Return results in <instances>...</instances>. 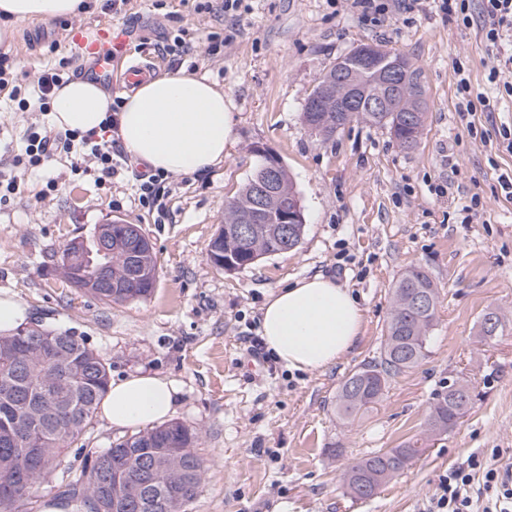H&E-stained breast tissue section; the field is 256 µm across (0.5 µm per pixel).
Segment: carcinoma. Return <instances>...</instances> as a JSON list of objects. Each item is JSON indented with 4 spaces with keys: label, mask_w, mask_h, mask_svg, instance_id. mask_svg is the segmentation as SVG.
Returning a JSON list of instances; mask_svg holds the SVG:
<instances>
[{
    "label": "carcinoma",
    "mask_w": 512,
    "mask_h": 512,
    "mask_svg": "<svg viewBox=\"0 0 512 512\" xmlns=\"http://www.w3.org/2000/svg\"><path fill=\"white\" fill-rule=\"evenodd\" d=\"M320 100L321 115L333 122L317 124L315 112H302L304 124L327 140L352 120L386 127L404 148L416 146L425 119L410 121L414 102L400 97L382 112L338 111L346 86L330 67L312 91ZM265 175V159L233 197L224 202V234L213 239L209 251L224 254L240 268L254 265L262 257L298 246L303 225L292 224L288 235L280 231V214L294 192L285 167H280L265 200L255 196L256 185ZM105 239L112 249L107 279L110 287L97 286L98 276L85 271L72 273L67 253L88 255L96 251V239ZM56 271L73 288L110 305L145 299L155 288L158 260L150 242L129 237L110 224H98L92 235L60 253ZM438 291L431 275L422 268L404 272L393 287V308L384 343L377 356L355 369L336 396V413L351 422L364 415L384 396L391 381L415 368L426 356L428 332L436 318ZM502 327L498 313L485 312L481 332L493 337ZM60 349L44 356L21 337L0 336V383L14 384L15 395L0 397V512H16L32 497L35 485L56 471L64 451L91 424L110 382V368L83 339L69 331L59 332ZM474 393L457 379L436 394L426 419L431 436L448 433L471 408ZM198 435L174 421L126 437L107 450L111 468L126 476V482L99 486L97 465H84L80 474L60 486L69 501H83L85 512H124L114 507L128 487L138 481L139 463L147 457L162 465L159 484L179 485L180 494L151 512H187L202 482L204 465L194 451ZM422 449L418 442L372 452L349 467L344 483L358 499L373 497L393 476L410 467Z\"/></svg>",
    "instance_id": "carcinoma-1"
}]
</instances>
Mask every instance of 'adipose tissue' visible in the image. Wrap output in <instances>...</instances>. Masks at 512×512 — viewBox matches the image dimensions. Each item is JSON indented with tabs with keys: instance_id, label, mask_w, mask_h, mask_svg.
Returning <instances> with one entry per match:
<instances>
[{
	"instance_id": "ef3b65f1",
	"label": "adipose tissue",
	"mask_w": 512,
	"mask_h": 512,
	"mask_svg": "<svg viewBox=\"0 0 512 512\" xmlns=\"http://www.w3.org/2000/svg\"><path fill=\"white\" fill-rule=\"evenodd\" d=\"M82 0H0V18L56 19L75 14ZM111 103L94 82L71 80L57 90L49 118L62 131L100 132ZM118 135L134 162L165 174H203L224 160L233 141V114L224 92L207 78L180 69L122 94ZM363 312L351 291L316 274L272 292L260 332L266 349L291 370L336 364L355 346ZM179 387L158 375L112 380L100 414L112 426L135 428L169 419Z\"/></svg>"
}]
</instances>
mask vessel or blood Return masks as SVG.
<instances>
[{"mask_svg": "<svg viewBox=\"0 0 512 512\" xmlns=\"http://www.w3.org/2000/svg\"><path fill=\"white\" fill-rule=\"evenodd\" d=\"M73 42L78 52L91 60L90 76L97 82L117 83L131 89L155 71L150 59L128 57L129 37L123 27L101 26L91 38L79 31L74 34Z\"/></svg>", "mask_w": 512, "mask_h": 512, "instance_id": "b4317fda", "label": "vessel or blood"}]
</instances>
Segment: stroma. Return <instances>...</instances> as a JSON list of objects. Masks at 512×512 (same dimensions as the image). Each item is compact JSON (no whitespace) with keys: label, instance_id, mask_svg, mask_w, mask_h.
Listing matches in <instances>:
<instances>
[{"label":"stroma","instance_id":"obj_1","mask_svg":"<svg viewBox=\"0 0 512 512\" xmlns=\"http://www.w3.org/2000/svg\"><path fill=\"white\" fill-rule=\"evenodd\" d=\"M234 21L199 12L193 0H83L71 17L9 22L0 39L23 83L63 67L87 68L70 39L74 28L106 24L131 33L129 46L151 57L157 74L183 68L215 82L234 114L235 142L223 164L168 179L167 215L142 207L144 166L122 156L112 183L96 185L89 160L72 169L57 157L28 173L20 193L0 203V294L28 308L29 325L71 329L111 367L112 377L149 373L177 381L173 420L199 435L205 474L188 512H423L449 468L498 455L512 466V175L501 132L512 128V98L487 80L493 54L479 25L438 12L390 11L365 20L348 0H245ZM188 30L194 51L174 61L168 36ZM221 37L209 52L210 35ZM378 42L407 55L421 76L426 122L413 148L387 129L351 121L331 139L304 125L301 112L320 77L355 46ZM463 67L493 111L460 114L455 73ZM47 114L20 111L0 92V171L5 146L22 147ZM277 154L301 200L304 229L296 249L227 272L208 258L224 223V201L254 170L256 148ZM121 219L139 225L158 259L147 299L112 306L69 287L52 256L93 227ZM426 269L439 301L421 364L395 378L382 400L353 423L336 416L342 381L377 356L390 317L392 288L410 267ZM323 274L350 288L365 313L363 332L336 365L291 370L269 353L253 357L267 296ZM495 309L497 336L481 334ZM468 380L476 398L448 434L426 440L409 469L369 499L343 482L359 458L424 438L437 392ZM130 429L95 418L67 448L58 479L38 485L35 508L76 512L59 496V478L78 475Z\"/></svg>","mask_w":512,"mask_h":512}]
</instances>
